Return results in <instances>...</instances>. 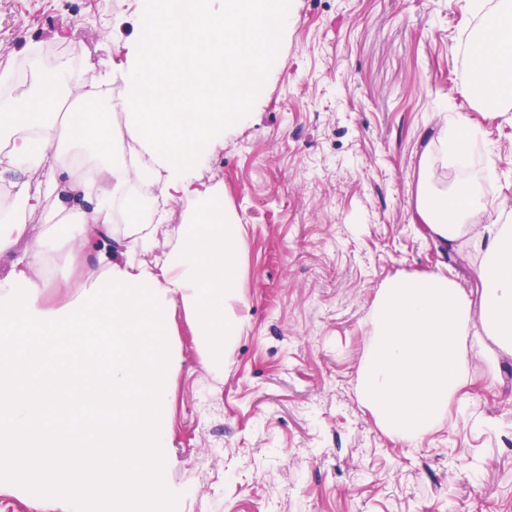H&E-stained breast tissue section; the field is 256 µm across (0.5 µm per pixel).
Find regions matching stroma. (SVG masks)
I'll use <instances>...</instances> for the list:
<instances>
[{"label":"stroma","mask_w":512,"mask_h":512,"mask_svg":"<svg viewBox=\"0 0 512 512\" xmlns=\"http://www.w3.org/2000/svg\"><path fill=\"white\" fill-rule=\"evenodd\" d=\"M469 0H288L292 23L252 122L217 148L201 177L244 226L243 322L221 373L185 316L171 318L179 351L164 408L165 491L149 512H512V351L488 376L472 319L465 340L471 394L409 446L361 403L357 371L369 312L397 273H433L480 297L476 251L455 253L410 221L421 159L444 172L439 113L482 130L475 153L512 157V109L488 114L458 89L470 77L454 48L477 19ZM138 0H0V72L31 49L76 44L108 88V48L136 27ZM57 204L27 216L48 238L54 272L44 297L77 286V251L57 233ZM0 512H63L0 473Z\"/></svg>","instance_id":"35a3bbf8"}]
</instances>
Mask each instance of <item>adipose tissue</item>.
<instances>
[{
  "instance_id": "1",
  "label": "adipose tissue",
  "mask_w": 512,
  "mask_h": 512,
  "mask_svg": "<svg viewBox=\"0 0 512 512\" xmlns=\"http://www.w3.org/2000/svg\"><path fill=\"white\" fill-rule=\"evenodd\" d=\"M478 18L464 44L474 82L460 93L483 111L512 106V0H471ZM290 17L279 0H142L137 31L111 66L118 120L83 108L90 93L57 76L38 80L18 105L0 104V159L42 176L10 185L20 214H0V470L36 480L41 496L85 512H133L165 487L168 436L159 407L173 359L168 317L183 307L206 366L218 369L243 325L226 314L240 288L243 226L196 174L219 135L249 120L272 50ZM77 105L59 118L63 98ZM412 221L445 244L470 236L482 260L480 319L494 349H512V196L489 211L472 183L410 189ZM60 202L66 237L94 245L97 270L74 298L41 295L43 235L25 220L48 197ZM186 220L169 228L168 203ZM136 218L113 241L116 205ZM21 254H14L17 245ZM106 352L75 386L67 361Z\"/></svg>"
}]
</instances>
